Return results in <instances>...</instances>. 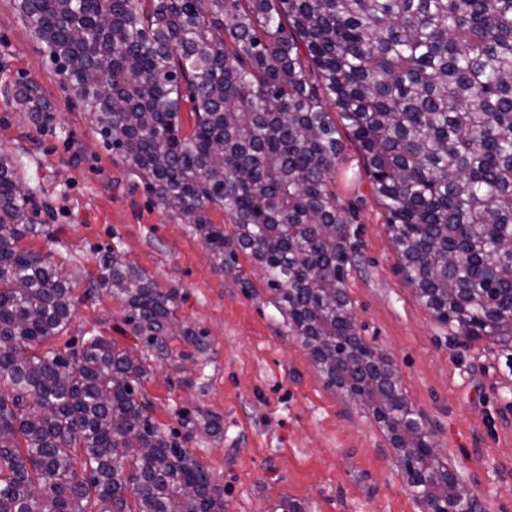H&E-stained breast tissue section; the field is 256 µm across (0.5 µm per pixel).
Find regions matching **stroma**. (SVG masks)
Returning a JSON list of instances; mask_svg holds the SVG:
<instances>
[{"mask_svg":"<svg viewBox=\"0 0 512 512\" xmlns=\"http://www.w3.org/2000/svg\"><path fill=\"white\" fill-rule=\"evenodd\" d=\"M22 83L51 107V125L15 104ZM0 154L15 160L35 197L32 219L49 229L23 246L48 254L75 299L74 317L51 347H79L94 332L145 352L122 301L94 285L112 249L159 288L177 289V317L205 333L201 354L179 338L169 358L146 352L143 392L153 420L181 435L221 490L224 512H268L282 499L310 512H423L386 433L327 387L289 334L263 272L241 252L216 258L178 210L145 190L63 90L18 0H0ZM334 187L341 206L357 207L345 291L361 336L391 358L439 461L474 491L481 512H512V368L488 341L455 339L418 299L348 138ZM188 361L195 372L184 371ZM184 411L219 417L221 433L183 427Z\"/></svg>","mask_w":512,"mask_h":512,"instance_id":"35a3bbf8","label":"stroma"}]
</instances>
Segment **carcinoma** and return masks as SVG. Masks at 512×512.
I'll return each mask as SVG.
<instances>
[{
  "label": "carcinoma",
  "instance_id": "cac0c4a2",
  "mask_svg": "<svg viewBox=\"0 0 512 512\" xmlns=\"http://www.w3.org/2000/svg\"><path fill=\"white\" fill-rule=\"evenodd\" d=\"M62 87L158 202L216 256L260 268L288 332L326 383L387 434L431 512H480L438 460L391 359L357 331L345 292L353 215L331 183L357 143L417 297L452 336L512 357V0H19ZM318 73L320 85L310 82ZM14 99L53 120L37 89ZM190 105L184 130L181 106ZM334 111H329V107ZM0 155V512H224L220 491L149 414L143 356L103 336L49 348L68 283L18 243L45 234ZM231 224L212 223L208 207ZM96 287L162 357L178 291L112 250ZM193 430L220 432L207 414Z\"/></svg>",
  "mask_w": 512,
  "mask_h": 512
}]
</instances>
